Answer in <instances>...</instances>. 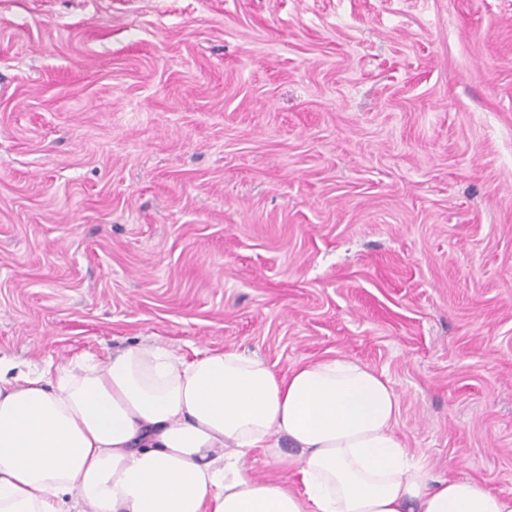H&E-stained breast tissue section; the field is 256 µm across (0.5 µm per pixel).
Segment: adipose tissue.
Listing matches in <instances>:
<instances>
[{
  "label": "adipose tissue",
  "mask_w": 512,
  "mask_h": 512,
  "mask_svg": "<svg viewBox=\"0 0 512 512\" xmlns=\"http://www.w3.org/2000/svg\"><path fill=\"white\" fill-rule=\"evenodd\" d=\"M384 374L327 357L288 373L235 349L156 344L0 372V512H512V494L410 459ZM298 451L303 490L252 475Z\"/></svg>",
  "instance_id": "adipose-tissue-1"
}]
</instances>
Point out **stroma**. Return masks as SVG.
Returning <instances> with one entry per match:
<instances>
[{
    "instance_id": "1",
    "label": "stroma",
    "mask_w": 512,
    "mask_h": 512,
    "mask_svg": "<svg viewBox=\"0 0 512 512\" xmlns=\"http://www.w3.org/2000/svg\"><path fill=\"white\" fill-rule=\"evenodd\" d=\"M142 342L358 360L512 493V0H0V355Z\"/></svg>"
}]
</instances>
